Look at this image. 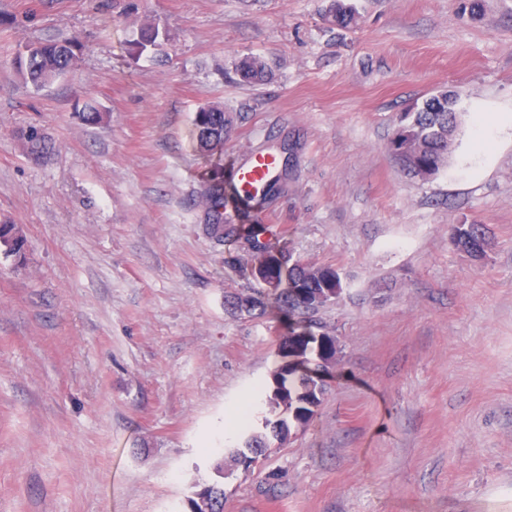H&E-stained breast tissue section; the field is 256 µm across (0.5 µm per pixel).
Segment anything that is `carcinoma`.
Returning <instances> with one entry per match:
<instances>
[{"label": "carcinoma", "mask_w": 512, "mask_h": 512, "mask_svg": "<svg viewBox=\"0 0 512 512\" xmlns=\"http://www.w3.org/2000/svg\"><path fill=\"white\" fill-rule=\"evenodd\" d=\"M328 19L340 28L356 24L357 15L349 0H333ZM166 37V32L154 23L140 29L138 37L128 43L129 53L140 56ZM81 51V41L34 42L25 46V52L14 57V65L26 83L39 90L50 82L68 74ZM235 73L247 83L264 82L272 76L266 61L259 56H247L235 66ZM224 108L206 105L193 116V137L196 149L208 152L224 141ZM459 94L448 96L440 91L425 99L414 112L405 113L390 141V150L404 171L413 177L430 180L448 165L450 139L448 127L459 125ZM25 153L37 160H48L56 153V146L40 128L30 126L20 133ZM205 211L212 223H224V171L213 169L211 179L203 193ZM242 238L250 243L254 272L270 287L278 290L277 301L287 314L296 310L316 312L338 298L343 290L339 273L330 266H318L292 259L284 252L274 255L266 241L267 227L252 223L241 225ZM451 240L462 252L474 260L482 261L488 255L491 240L482 224H454ZM26 240L17 224H0V251L17 260L25 257ZM286 288H280L281 284ZM233 314L253 313L264 308L261 293L237 296L226 300ZM316 345L319 359L317 368L308 374L296 376L295 367L283 361L273 373L271 383L256 389L252 402L241 406L235 414L236 425L245 431L244 447L230 453L231 462L247 471L269 448L268 439L284 440L294 425L303 426L313 418L315 408L325 393L324 374L336 356V338L323 335L296 336L283 345V355L306 351L309 344ZM219 482L195 483L187 497L188 512H204L201 503H209L210 512H224V494Z\"/></svg>", "instance_id": "carcinoma-1"}]
</instances>
